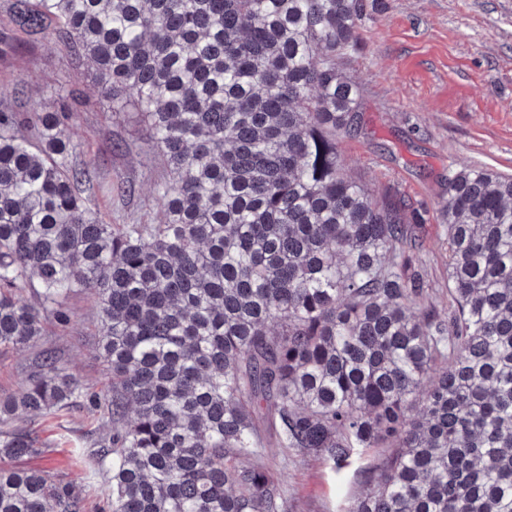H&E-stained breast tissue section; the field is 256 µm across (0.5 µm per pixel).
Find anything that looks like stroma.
<instances>
[{
    "mask_svg": "<svg viewBox=\"0 0 512 512\" xmlns=\"http://www.w3.org/2000/svg\"><path fill=\"white\" fill-rule=\"evenodd\" d=\"M14 50L0 55V86H22L16 105L48 99L50 88L72 83L83 105L69 126L80 159L99 160L109 180L123 178L134 194L95 196L93 203L116 224L155 222L160 209L154 185L168 172L146 132L135 100L112 110L97 94L84 66L62 58L48 46L16 36ZM361 89L358 130L342 138L346 170L378 198L401 199L425 211L426 224L409 249L428 284L425 302L448 311V245L441 206L449 176L468 165L512 174V0H378L361 32L359 50L343 62ZM130 144L116 153L112 143ZM67 323L48 321L37 345L0 350V394L19 391L37 371L41 350L55 351L67 373L91 392L108 385L99 350V307L89 293L76 290L62 301ZM43 446L19 467L84 485L92 505H103L106 472L81 459L80 449L109 430L88 404H77L35 423ZM371 450L364 462L337 486L321 463L298 464L268 444L265 456L278 461L293 512H336L339 490L366 483V468L377 462Z\"/></svg>",
    "mask_w": 512,
    "mask_h": 512,
    "instance_id": "obj_1",
    "label": "stroma"
}]
</instances>
